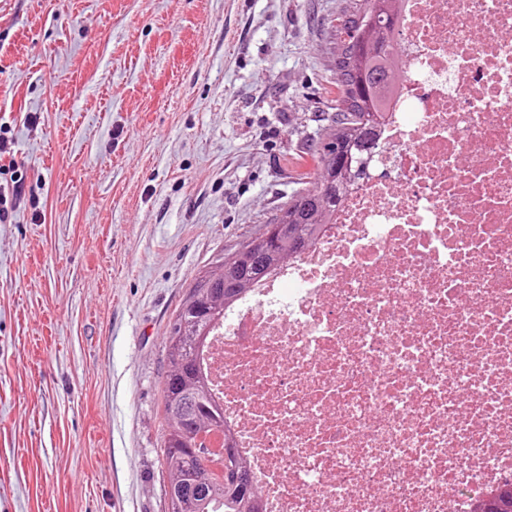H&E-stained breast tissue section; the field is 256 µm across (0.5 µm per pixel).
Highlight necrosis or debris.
<instances>
[{
  "mask_svg": "<svg viewBox=\"0 0 512 512\" xmlns=\"http://www.w3.org/2000/svg\"><path fill=\"white\" fill-rule=\"evenodd\" d=\"M368 175L200 364L263 512H471L512 483V0H403Z\"/></svg>",
  "mask_w": 512,
  "mask_h": 512,
  "instance_id": "obj_1",
  "label": "necrosis or debris"
}]
</instances>
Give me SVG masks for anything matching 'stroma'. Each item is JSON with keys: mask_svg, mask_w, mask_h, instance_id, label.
<instances>
[{"mask_svg": "<svg viewBox=\"0 0 512 512\" xmlns=\"http://www.w3.org/2000/svg\"><path fill=\"white\" fill-rule=\"evenodd\" d=\"M355 0H0V512H165L167 324L298 190ZM9 173V178L5 177L2 181V175ZM0 175V223H2L7 221L11 213L24 201L26 186L23 173H18V168L15 169L12 161L8 166H0Z\"/></svg>", "mask_w": 512, "mask_h": 512, "instance_id": "1", "label": "stroma"}]
</instances>
